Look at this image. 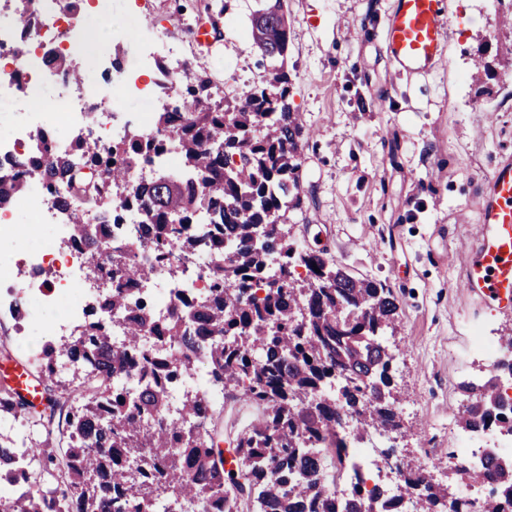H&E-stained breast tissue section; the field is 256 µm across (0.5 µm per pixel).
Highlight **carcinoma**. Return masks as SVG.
Returning a JSON list of instances; mask_svg holds the SVG:
<instances>
[{
  "label": "carcinoma",
  "mask_w": 512,
  "mask_h": 512,
  "mask_svg": "<svg viewBox=\"0 0 512 512\" xmlns=\"http://www.w3.org/2000/svg\"><path fill=\"white\" fill-rule=\"evenodd\" d=\"M16 2L26 36L35 26L30 0ZM254 2L250 37L271 61L263 86L226 106L207 75L193 72L179 85L183 109L157 115L156 128L174 137L197 182L134 181L132 169L167 145L138 132L109 149L73 139L95 179L61 157L32 162L22 178L0 173V206L35 181L69 182L57 206L73 239L93 251L86 277L112 281L111 308L125 316L118 345L112 323L91 315L75 336L50 342L36 358L42 378L55 384L68 374L74 384L72 397L53 401L50 413L0 389L4 420L37 427L47 414L64 421L58 447L50 431L32 442L41 475L25 477L26 491L0 486V512H50L52 503L55 512H184L185 504L208 512L216 496L229 512H398L405 496L415 499V512H469L464 490L450 501L448 488L408 463L400 468L398 495L378 485L367 490L359 476L347 499L322 493L327 459L345 455L346 424L359 425L361 437L400 427L394 355L386 345L399 307L384 283L351 275L323 250L296 246L288 211L301 202L299 156L309 132L288 103L285 0ZM53 65L81 81L66 57ZM96 203L140 209L135 241L148 244L154 264L134 260L135 241L100 242L83 210ZM200 210L208 223L193 227ZM171 215L180 223H170ZM227 241L234 249L226 255ZM188 258L208 260L209 293L202 302L180 299L159 324L151 303L130 298L129 288L151 279L157 266L178 278ZM153 332L164 344L147 341ZM201 370L226 399L260 414L236 434L230 468L219 448L215 404L190 385ZM502 406L495 375L468 390L461 425L512 433V409ZM200 420L202 432L194 428ZM452 474L491 487L481 512H512V459L492 456L479 472Z\"/></svg>",
  "instance_id": "1"
}]
</instances>
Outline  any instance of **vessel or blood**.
Segmentation results:
<instances>
[{"label": "vessel or blood", "instance_id": "vessel-or-blood-1", "mask_svg": "<svg viewBox=\"0 0 512 512\" xmlns=\"http://www.w3.org/2000/svg\"><path fill=\"white\" fill-rule=\"evenodd\" d=\"M450 18L445 0H395L386 23L385 50L392 62L411 74L428 71L443 59ZM482 215L467 246L462 286L489 299L503 313L512 312V158L495 166L481 185ZM15 391L38 404L40 388L25 369L7 367Z\"/></svg>", "mask_w": 512, "mask_h": 512}]
</instances>
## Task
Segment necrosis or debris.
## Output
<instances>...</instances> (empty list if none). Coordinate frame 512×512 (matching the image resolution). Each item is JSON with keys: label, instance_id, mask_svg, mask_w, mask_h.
<instances>
[{"label": "necrosis or debris", "instance_id": "1", "mask_svg": "<svg viewBox=\"0 0 512 512\" xmlns=\"http://www.w3.org/2000/svg\"><path fill=\"white\" fill-rule=\"evenodd\" d=\"M37 36L23 39L16 24L0 22V107L8 109L26 104L40 96L48 81L61 76L48 63L49 56H73L86 68L109 72L112 68V43L101 39L88 43L79 12L59 9L58 0H32ZM176 80L170 68L160 67L154 50H147L138 69L129 74L109 77L105 83H78L68 93L52 100L48 113H33L13 136L0 140V163L27 164L35 157L33 132L42 130L50 149L56 154H70V141L60 139L56 131L68 126L79 136L109 147L129 135L131 120L121 109L122 101L134 98L146 103L161 96H174ZM66 182L52 187L30 188L15 204L0 207V241L8 248L0 252V264L9 269L0 280V306H6L16 323H23L33 308L63 310L61 319L51 326L55 336L71 335L87 318L92 307L108 309L107 289L98 288L85 276L88 251L74 242L69 227L61 223L55 200L67 194ZM23 209L40 223H56V236L39 247L26 246L28 227L15 221L16 210ZM180 281H172L165 271H158L143 288L134 289L137 297H147L159 316L170 314L178 297L204 298L209 277L205 266L196 261L185 264ZM386 473L389 493H396L402 478L387 466L384 440L370 446H353L349 461L335 476L329 477L328 490L341 497L350 494L353 473Z\"/></svg>", "mask_w": 512, "mask_h": 512}]
</instances>
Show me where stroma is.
Here are the masks:
<instances>
[{
  "mask_svg": "<svg viewBox=\"0 0 512 512\" xmlns=\"http://www.w3.org/2000/svg\"><path fill=\"white\" fill-rule=\"evenodd\" d=\"M452 22L445 57L410 75L388 59L384 31L393 0H286L291 19L286 66L289 102L312 132L301 155L302 205L290 211L296 240L324 249L353 275L379 280L399 305L389 342L401 421L397 451L421 463L439 451L434 480L456 490L448 453L456 448L463 384L489 377L472 351L476 331H512L505 315L462 286L478 220V189L499 156L512 153V14L497 0H446ZM253 0H111L87 10L88 30L124 19L112 34L115 57L133 68L145 30L178 43L194 70L236 100L262 83L268 62L247 32ZM214 22L211 47L195 38ZM483 58L490 73L476 77ZM54 312L33 313L20 344L0 313V365L30 363Z\"/></svg>",
  "mask_w": 512,
  "mask_h": 512,
  "instance_id": "35a3bbf8",
  "label": "stroma"
}]
</instances>
